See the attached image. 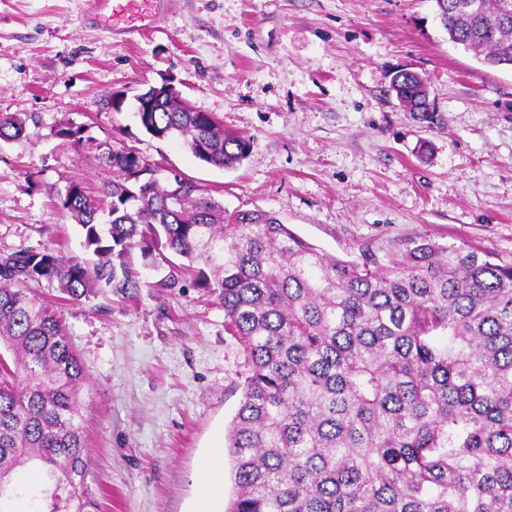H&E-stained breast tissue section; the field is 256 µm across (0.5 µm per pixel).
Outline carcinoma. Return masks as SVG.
Returning <instances> with one entry per match:
<instances>
[{"instance_id": "cac0c4a2", "label": "carcinoma", "mask_w": 512, "mask_h": 512, "mask_svg": "<svg viewBox=\"0 0 512 512\" xmlns=\"http://www.w3.org/2000/svg\"><path fill=\"white\" fill-rule=\"evenodd\" d=\"M434 2L451 42L512 66V0ZM389 91L438 123L419 73L396 72ZM135 109L148 134L183 138L208 165L250 150L181 98ZM28 121L0 113V141L30 136ZM85 130L56 134L85 146ZM94 148L113 179L96 197L78 183L60 197L90 257L0 254V509L22 492L48 512L96 508L84 370L62 310L30 295L45 279L66 302L189 286L224 308L248 366L226 512H512V261L426 235L340 259L272 212L229 211L189 178L148 176L125 147ZM137 253L168 260V274L143 280Z\"/></svg>"}]
</instances>
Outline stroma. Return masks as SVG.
Masks as SVG:
<instances>
[{
	"label": "stroma",
	"instance_id": "obj_1",
	"mask_svg": "<svg viewBox=\"0 0 512 512\" xmlns=\"http://www.w3.org/2000/svg\"><path fill=\"white\" fill-rule=\"evenodd\" d=\"M168 3L156 29L133 11L127 39L89 22L86 0H0V113L35 120L30 138L0 144V253L82 254L58 196L72 181L97 192L112 173L57 135L71 120L159 179L177 173L226 209L273 212L342 259L423 235L512 259V68L450 43L432 0ZM403 68L425 78L437 127L391 94ZM167 77L189 106L250 136L246 159L219 169L142 129L135 97ZM30 291L60 303L57 282ZM63 306L100 512H192L199 463L225 442L247 375L223 308L147 288Z\"/></svg>",
	"mask_w": 512,
	"mask_h": 512
}]
</instances>
